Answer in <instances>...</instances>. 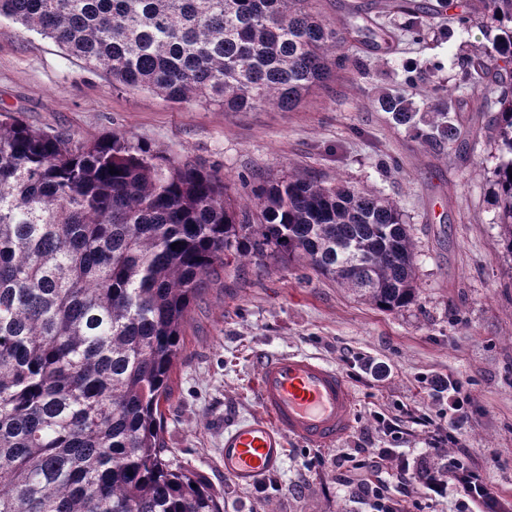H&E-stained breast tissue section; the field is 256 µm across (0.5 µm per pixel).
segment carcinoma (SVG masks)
Instances as JSON below:
<instances>
[{
  "label": "carcinoma",
  "mask_w": 512,
  "mask_h": 512,
  "mask_svg": "<svg viewBox=\"0 0 512 512\" xmlns=\"http://www.w3.org/2000/svg\"><path fill=\"white\" fill-rule=\"evenodd\" d=\"M480 5L500 34L471 60L473 85L512 70V0ZM2 17L121 85L226 112L292 110L343 66L349 35L312 0H0ZM450 100L435 89L416 129L432 145L460 135ZM381 104L412 121L404 96ZM497 104L512 255V91ZM269 250L384 312L419 297L408 225L376 192L299 173L233 191L121 134L80 140L0 111V512H223L165 459L161 406L206 279Z\"/></svg>",
  "instance_id": "carcinoma-1"
}]
</instances>
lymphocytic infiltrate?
<instances>
[{"mask_svg": "<svg viewBox=\"0 0 512 512\" xmlns=\"http://www.w3.org/2000/svg\"><path fill=\"white\" fill-rule=\"evenodd\" d=\"M464 403V398L452 395L448 398L446 417L436 420L429 415H417L406 410L382 422L386 434L393 438L402 434L408 423L424 432L428 437V452L442 459L443 468L448 473L447 479L424 477L420 467L398 457L392 448H380L371 455L366 454L364 449H357L350 458L353 468L367 473L387 472L397 481L405 497L411 500L416 499L424 490L442 494L451 487L465 500L482 503L489 512H494L499 503L495 488L486 481L480 470L465 465L464 452H451L447 449L448 444L457 442L458 434L467 421Z\"/></svg>", "mask_w": 512, "mask_h": 512, "instance_id": "f902f5d3", "label": "lymphocytic infiltrate"}]
</instances>
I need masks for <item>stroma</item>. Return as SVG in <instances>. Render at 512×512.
I'll return each mask as SVG.
<instances>
[{
	"label": "stroma",
	"mask_w": 512,
	"mask_h": 512,
	"mask_svg": "<svg viewBox=\"0 0 512 512\" xmlns=\"http://www.w3.org/2000/svg\"><path fill=\"white\" fill-rule=\"evenodd\" d=\"M399 0H313L332 25L351 30L344 70L292 111L265 107L227 112L172 103L148 91L113 88L101 70L69 56L52 40L0 19V110L28 125L86 140L119 133L241 178L277 179L299 170L380 191L400 207L415 244L419 300L389 313L273 257L227 260L193 304L185 343L162 406L167 456L194 474L224 512H369L360 471L343 461L356 448H396L425 462V439L386 436L377 414L406 408L436 414L437 378L467 394L468 422L459 444L512 512V256L500 245L493 197L497 146L490 120L500 85L463 84L473 56L496 30L466 0H412L423 7L418 30ZM467 24H460L461 15ZM380 27L390 46L376 49L362 27ZM417 81L406 87V68ZM452 89L460 139L431 147L425 127L435 86ZM403 91L414 125L382 111L383 93ZM300 353L335 366L354 388L350 432L324 448L292 439L282 468L240 487L224 475V430L258 413L257 359ZM384 368L366 374L367 364Z\"/></svg>",
	"instance_id": "stroma-1"
}]
</instances>
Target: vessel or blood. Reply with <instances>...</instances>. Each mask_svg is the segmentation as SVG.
Returning a JSON list of instances; mask_svg holds the SVG:
<instances>
[{
	"instance_id": "1",
	"label": "vessel or blood",
	"mask_w": 512,
	"mask_h": 512,
	"mask_svg": "<svg viewBox=\"0 0 512 512\" xmlns=\"http://www.w3.org/2000/svg\"><path fill=\"white\" fill-rule=\"evenodd\" d=\"M255 389L260 413L224 432V474L238 485H254L280 470L288 439L320 448L351 429L352 387L338 369L315 358H261Z\"/></svg>"
}]
</instances>
